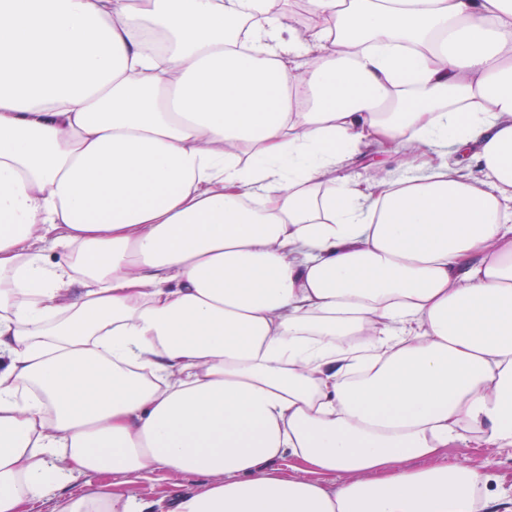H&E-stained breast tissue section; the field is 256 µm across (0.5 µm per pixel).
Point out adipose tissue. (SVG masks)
I'll return each instance as SVG.
<instances>
[{"mask_svg":"<svg viewBox=\"0 0 512 512\" xmlns=\"http://www.w3.org/2000/svg\"><path fill=\"white\" fill-rule=\"evenodd\" d=\"M307 4L0 0V512H503L512 0ZM448 460L463 463L487 477L485 491L503 500L512 499V447L489 448L473 443L451 444ZM205 481L206 478L202 475L178 476L161 471L132 484L114 486L113 491L149 502L164 499L159 506H155V511H166L169 501L177 493L195 490Z\"/></svg>","mask_w":512,"mask_h":512,"instance_id":"ef3b65f1","label":"adipose tissue"}]
</instances>
